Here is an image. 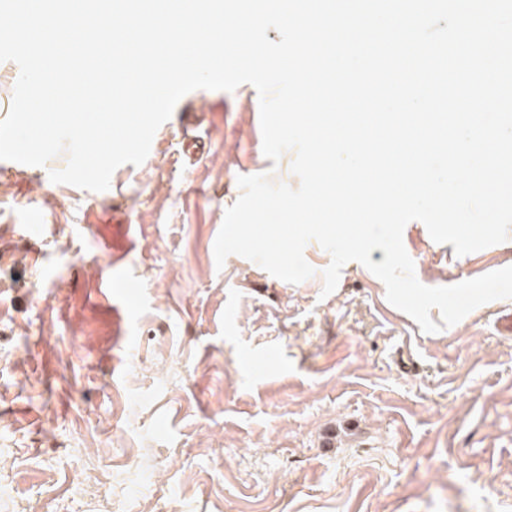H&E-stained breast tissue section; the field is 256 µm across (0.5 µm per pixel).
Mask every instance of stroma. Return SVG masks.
Returning <instances> with one entry per match:
<instances>
[{"label": "stroma", "instance_id": "35a3bbf8", "mask_svg": "<svg viewBox=\"0 0 512 512\" xmlns=\"http://www.w3.org/2000/svg\"><path fill=\"white\" fill-rule=\"evenodd\" d=\"M293 159L264 156L243 84L188 93L103 192L52 183L63 154L0 161V512H97L82 468L123 512H512V299L430 334L358 262L323 295L313 240L298 284L216 266L238 176L295 189ZM403 242L428 286L512 266V238L458 256L414 220ZM113 273L139 307L101 295Z\"/></svg>", "mask_w": 512, "mask_h": 512}]
</instances>
